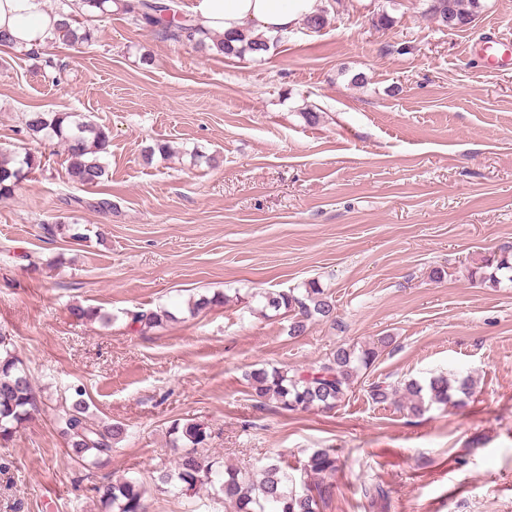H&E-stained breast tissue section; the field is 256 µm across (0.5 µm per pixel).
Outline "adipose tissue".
<instances>
[{
  "label": "adipose tissue",
  "instance_id": "adipose-tissue-1",
  "mask_svg": "<svg viewBox=\"0 0 512 512\" xmlns=\"http://www.w3.org/2000/svg\"><path fill=\"white\" fill-rule=\"evenodd\" d=\"M315 0H198L203 27L219 35L271 37L293 29L313 10ZM57 18L43 0H0V28L16 46L39 51L55 38Z\"/></svg>",
  "mask_w": 512,
  "mask_h": 512
}]
</instances>
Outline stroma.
Returning a JSON list of instances; mask_svg holds the SVG:
<instances>
[{
	"label": "stroma",
	"instance_id": "obj_1",
	"mask_svg": "<svg viewBox=\"0 0 512 512\" xmlns=\"http://www.w3.org/2000/svg\"><path fill=\"white\" fill-rule=\"evenodd\" d=\"M480 3L451 31L425 17L426 0H316L327 25H297L259 61L195 51L115 10L92 43L0 58V152L42 159L0 202V331L38 398L0 450V512H102L97 486L123 476L151 486L149 512H224L210 489L153 487L174 464L172 424L188 420L245 473L335 449L320 512H512V283L471 274L512 246V68L485 71L465 52L491 33L512 47V0ZM383 12L386 29L373 23ZM32 111L109 127L107 181L70 182L57 138L27 136ZM104 193L108 216L71 202ZM312 279L334 320L292 336L287 318L264 316L262 292ZM217 292L226 303L183 307ZM75 303L113 320L78 321ZM162 307L175 317L161 326L130 320ZM384 336L333 410L249 392L252 369L307 370ZM440 370L477 379L464 405L415 418L368 396L371 382ZM78 387L92 418L127 429L90 471L56 420ZM370 484L385 501L364 497Z\"/></svg>",
	"mask_w": 512,
	"mask_h": 512
}]
</instances>
